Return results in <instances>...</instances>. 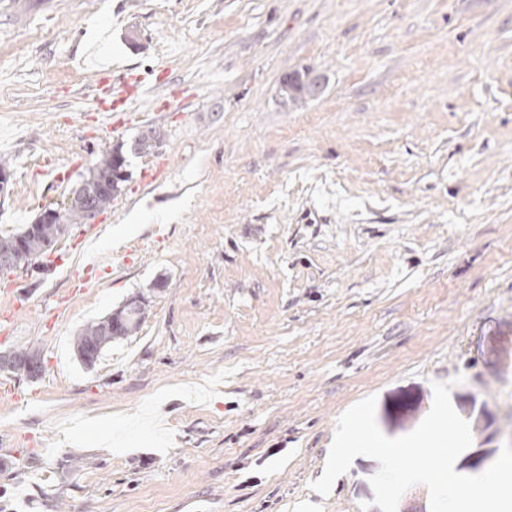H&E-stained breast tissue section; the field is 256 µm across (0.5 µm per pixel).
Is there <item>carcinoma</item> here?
Listing matches in <instances>:
<instances>
[{
  "instance_id": "1",
  "label": "carcinoma",
  "mask_w": 512,
  "mask_h": 512,
  "mask_svg": "<svg viewBox=\"0 0 512 512\" xmlns=\"http://www.w3.org/2000/svg\"><path fill=\"white\" fill-rule=\"evenodd\" d=\"M164 139L163 133L151 129L141 134L133 146L138 154H150L158 148ZM124 156L123 145H117L110 151L100 154L88 175L83 179L82 185L96 191V195L89 201L83 200L80 192H75L73 200L68 207L59 210V216L54 222H43L39 219L17 233L0 235V255L11 252L16 243L24 241L28 252L33 256L43 253L45 245L58 235L63 224H84L90 219V210L102 213L110 208L115 195L112 194L108 183L105 182L110 169L115 167L116 158ZM145 310L131 302L109 314L99 321H92L83 326L74 340L76 355L85 367H93L101 357L104 350L112 344L116 336H106L102 332L105 323L122 320L124 323L123 335L129 336L135 332L144 317Z\"/></svg>"
}]
</instances>
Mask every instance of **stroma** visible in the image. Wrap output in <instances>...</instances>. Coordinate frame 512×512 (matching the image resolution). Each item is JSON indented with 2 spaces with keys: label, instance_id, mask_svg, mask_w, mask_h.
I'll return each mask as SVG.
<instances>
[{
  "label": "stroma",
  "instance_id": "35a3bbf8",
  "mask_svg": "<svg viewBox=\"0 0 512 512\" xmlns=\"http://www.w3.org/2000/svg\"><path fill=\"white\" fill-rule=\"evenodd\" d=\"M112 68L159 89L117 127L81 92ZM151 128L109 210L0 275V351L45 362L0 372V512H381L371 458L310 488L337 419L373 395L406 435L436 381L460 469L512 443V0H0V232ZM144 313L145 310L142 306L127 302L123 307L110 313L105 318L84 325L74 340V349L81 364L86 368L95 366L104 350L112 344L113 340L130 336L139 328ZM119 319H123V334L114 336L112 334V323H109L105 332L111 336H105L102 332L104 324Z\"/></svg>",
  "mask_w": 512,
  "mask_h": 512
}]
</instances>
